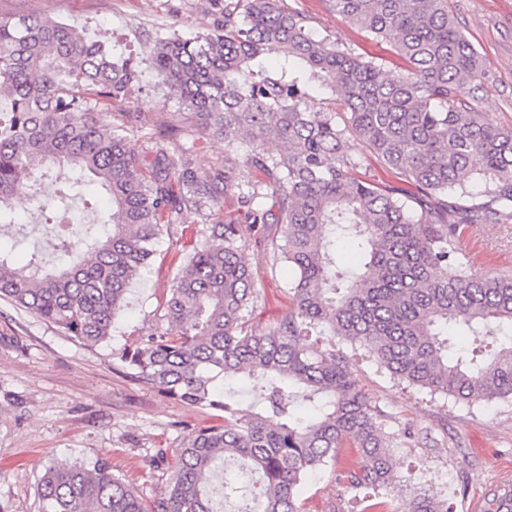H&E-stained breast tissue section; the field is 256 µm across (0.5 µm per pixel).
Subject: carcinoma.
<instances>
[{
    "mask_svg": "<svg viewBox=\"0 0 512 512\" xmlns=\"http://www.w3.org/2000/svg\"><path fill=\"white\" fill-rule=\"evenodd\" d=\"M216 2L208 27L192 38L170 28L142 59L53 18L0 17V97L9 101L0 112V217L20 196L44 211L39 185L73 169L110 209L92 224L63 209V265L35 256L16 266L0 251V299L84 343L105 342L163 226L220 195L246 209L244 220L212 224L209 240L192 245L165 301L169 331L118 353L137 379L223 412L224 423L183 438L170 493L152 507L102 460L48 468L41 512H221L210 486L226 461L258 476L254 512H301L299 486L346 446L357 458L340 478L390 489L394 434L343 357L310 336L359 345L391 377L456 402L512 399V272H473L456 251L463 232L512 222V128L471 107L483 62L448 0H330L337 15L393 44L407 64L396 80L314 38L287 0ZM272 55L278 68L253 69ZM144 63L180 94L198 128L224 141V171L177 170L162 149L144 163L125 130L101 119L140 86ZM312 82L334 93L346 124L309 108ZM352 135L417 193L354 176ZM243 140L250 149L240 156L234 145ZM254 169L267 181L245 179ZM468 178L484 183L486 200L461 202ZM258 224L281 226L277 249L292 270L294 309L273 329L257 320L244 256ZM349 242L359 258L344 270L339 248ZM505 330L482 354L463 346L469 335ZM227 379L250 382L258 401L231 408L218 388ZM413 512L446 508L423 494Z\"/></svg>",
    "mask_w": 512,
    "mask_h": 512,
    "instance_id": "obj_1",
    "label": "carcinoma"
}]
</instances>
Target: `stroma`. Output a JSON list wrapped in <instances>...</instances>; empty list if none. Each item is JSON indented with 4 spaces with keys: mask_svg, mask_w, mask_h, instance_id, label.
I'll list each match as a JSON object with an SVG mask.
<instances>
[{
    "mask_svg": "<svg viewBox=\"0 0 512 512\" xmlns=\"http://www.w3.org/2000/svg\"><path fill=\"white\" fill-rule=\"evenodd\" d=\"M308 18L311 33L344 44L381 65L388 77L405 64L390 43L351 27L328 0H288ZM464 33L483 58L485 76L472 105L512 126V0H448ZM49 16L89 37L108 39L114 52H149L156 33L175 27L190 34L214 20L211 0H0V17ZM180 98L156 86L144 70L138 92L113 106V125L127 128L142 158L165 150L175 164L198 173L224 164V144L201 130H187ZM347 153L357 173L413 194L414 186L386 169L356 139ZM242 218L236 203L211 205L165 227L148 269L130 285L111 338L87 345L31 311L0 299V512H40L38 484L48 466L91 464L104 458L113 474L137 488L147 503L165 498L173 484L177 450L190 430L217 422L216 411L174 401L128 374L116 358L124 347L166 331V293L185 264L191 240L202 241L211 224ZM462 262L476 270H512V224L485 226L457 243ZM258 312L275 326L289 311L284 261L273 258L270 239L255 233L245 245ZM343 355L358 387L383 413L394 433L389 447L394 487L386 512H409L416 492L430 490L448 512H470L512 469V400L456 403L391 378L360 347L331 345ZM303 512H371L373 491L339 481L335 464L301 485Z\"/></svg>",
    "mask_w": 512,
    "mask_h": 512,
    "instance_id": "obj_1",
    "label": "stroma"
}]
</instances>
